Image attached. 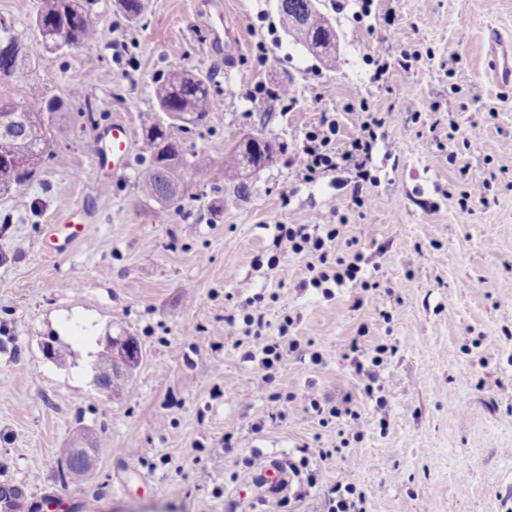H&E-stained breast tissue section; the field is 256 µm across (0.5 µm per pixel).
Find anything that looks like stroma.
<instances>
[{
  "label": "stroma",
  "instance_id": "obj_1",
  "mask_svg": "<svg viewBox=\"0 0 512 512\" xmlns=\"http://www.w3.org/2000/svg\"><path fill=\"white\" fill-rule=\"evenodd\" d=\"M219 2L244 44L233 61L214 39ZM146 3L131 23L116 0H89L96 42L38 52L14 78L21 99L38 84L74 108L91 102L99 125L81 128L74 109L55 114L54 155L27 187L28 208L0 194V486L26 484L28 512H40L45 493L56 512H255L240 496L254 473L245 457L263 446L291 463L299 445L341 443L339 425L302 410L275 418L245 347L224 340L226 315L274 293L267 320L291 318L290 337L321 356H287L289 391L331 402L352 391L363 437L349 444L355 467L310 456L317 486L296 483L271 512H320L323 489L339 480L366 492L369 512H512V191L492 186L495 204L461 211L484 170L512 180V85L487 76L493 42L512 43V0H375L364 18L355 0H322L338 36L334 66L285 33L276 0ZM387 43L420 59L376 82ZM452 57L450 75L440 64ZM172 69L210 79V123L187 143L214 167L246 134L263 133L276 153L243 190L219 178L187 185L181 212L159 224L136 175L149 157L154 79ZM282 85L288 98L271 97ZM362 101L394 118L377 132L359 207L346 174L304 183L292 159L321 113ZM115 121L132 136L119 177L93 161L100 128ZM453 122L484 135L438 147L435 134ZM332 200L337 252L358 239L363 276L377 285L356 310L348 288L328 297L310 287L307 256L267 265L276 225L314 223ZM70 209L82 210L86 232L49 252L48 227ZM108 333L136 337L142 350L110 391L92 372L103 351L95 339ZM52 336L71 344L69 367L46 357ZM354 340L396 348L377 369L381 397L364 392L348 356ZM80 431L101 452L84 483L66 484L60 462Z\"/></svg>",
  "mask_w": 512,
  "mask_h": 512
}]
</instances>
